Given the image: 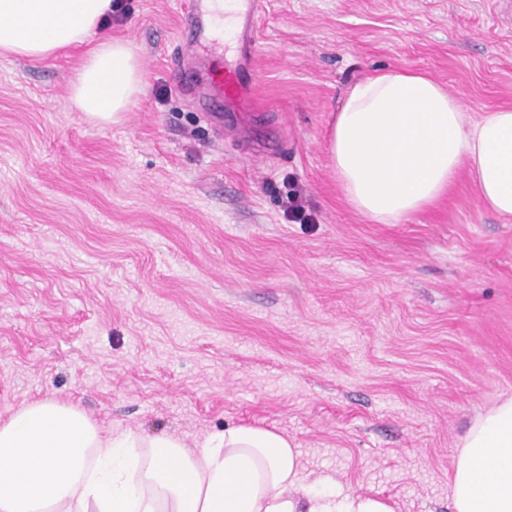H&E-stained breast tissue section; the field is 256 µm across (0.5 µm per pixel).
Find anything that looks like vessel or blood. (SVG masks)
Returning a JSON list of instances; mask_svg holds the SVG:
<instances>
[{
  "instance_id": "obj_1",
  "label": "vessel or blood",
  "mask_w": 512,
  "mask_h": 512,
  "mask_svg": "<svg viewBox=\"0 0 512 512\" xmlns=\"http://www.w3.org/2000/svg\"><path fill=\"white\" fill-rule=\"evenodd\" d=\"M266 0H186L176 48L180 53L205 50L202 111L222 106L241 111L253 89L252 59L258 40L257 20Z\"/></svg>"
}]
</instances>
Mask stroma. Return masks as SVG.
Segmentation results:
<instances>
[{"mask_svg": "<svg viewBox=\"0 0 512 512\" xmlns=\"http://www.w3.org/2000/svg\"><path fill=\"white\" fill-rule=\"evenodd\" d=\"M182 2L126 0L107 28L146 84L115 124L70 109L84 47L0 56V414L49 398L109 429H273L396 512H450L459 437L512 395V223L464 172L377 223L327 138L382 70L512 107L505 0H267L255 112L175 90ZM291 188L314 223L284 216Z\"/></svg>", "mask_w": 512, "mask_h": 512, "instance_id": "stroma-1", "label": "stroma"}]
</instances>
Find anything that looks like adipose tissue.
I'll list each match as a JSON object with an SVG mask.
<instances>
[{
    "instance_id": "adipose-tissue-1",
    "label": "adipose tissue",
    "mask_w": 512,
    "mask_h": 512,
    "mask_svg": "<svg viewBox=\"0 0 512 512\" xmlns=\"http://www.w3.org/2000/svg\"><path fill=\"white\" fill-rule=\"evenodd\" d=\"M112 0H0V53L42 60L91 49L71 108L117 122L145 83L133 46L102 33ZM350 206L394 224L438 199L467 169L482 205L512 221V109L469 119L430 76L384 71L348 90L328 137ZM453 512H512V397L459 439ZM0 512H394L383 500L310 479L301 451L273 430L237 425L198 448L179 436L113 432L78 405L37 400L0 417Z\"/></svg>"
}]
</instances>
